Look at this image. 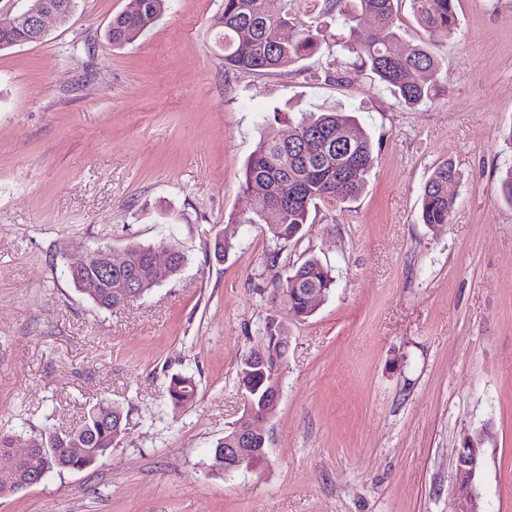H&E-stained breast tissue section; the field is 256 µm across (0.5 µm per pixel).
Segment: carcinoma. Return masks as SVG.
<instances>
[{
    "mask_svg": "<svg viewBox=\"0 0 512 512\" xmlns=\"http://www.w3.org/2000/svg\"><path fill=\"white\" fill-rule=\"evenodd\" d=\"M170 0H130L128 7L110 21L106 37L115 46L135 42L152 29L166 11ZM339 5V29L330 41H322L310 28L295 23L286 8L273 13L266 0H224L222 11L212 22L224 50V68L270 73L298 64L321 49L346 53L351 65L369 69L378 85L391 90L406 107L431 102L440 91L441 62L430 46L408 45L396 29L394 0H336ZM456 0H411L413 12L434 43L450 37L458 27ZM373 20V29L359 35L356 12ZM292 35L284 36V30ZM356 120L347 112L323 110L302 112L288 128L261 138L243 167L242 192L253 199L249 212L235 217L214 239V252L228 254L236 241L237 224H263L279 246L302 237L311 211L320 203H347L360 196L367 186L376 156L371 137L352 133ZM456 168L446 163L434 170L424 186L420 221L423 224H447L455 200L448 196V182L456 181ZM271 213L280 215L277 224L267 223ZM126 264L112 270V282L98 280L97 268L90 263L67 269L76 290L101 310L114 309L131 297H144L156 287L155 271L149 257L157 248L172 253L166 272L171 279L182 271L186 255L164 241L143 244L131 241ZM332 269L310 255L291 266L284 277L274 279L278 302L296 320L312 316L307 297L317 291L325 295L334 288ZM238 381L252 386L251 399L256 414L265 408L264 387L255 373L238 369ZM197 384L190 375L174 374L167 385L168 403L175 409L192 403ZM123 409L100 401L83 415L73 428H46L30 437L32 447L17 465L12 479L0 478V494L21 490L22 482L46 467L54 471L82 470L105 459L126 432ZM224 433L210 450L209 467L224 471ZM80 448L78 456L67 449Z\"/></svg>",
    "mask_w": 512,
    "mask_h": 512,
    "instance_id": "obj_1",
    "label": "carcinoma"
}]
</instances>
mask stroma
I'll list each match as a JSON object with an SVG mask.
<instances>
[{
    "label": "stroma",
    "mask_w": 512,
    "mask_h": 512,
    "mask_svg": "<svg viewBox=\"0 0 512 512\" xmlns=\"http://www.w3.org/2000/svg\"><path fill=\"white\" fill-rule=\"evenodd\" d=\"M129 0H80L39 43L0 51V430L28 440L107 399L128 416L111 454L0 496V512H454L464 434L487 427L482 512H512V0H457L433 46L445 81L410 109L368 70L320 52L276 73L228 71L210 30L223 0H172L146 36L105 37ZM338 108L371 136L363 194L319 205L289 260L336 287L288 322L282 397L259 427L269 463L215 474L208 454L242 415V357L263 348L275 245L238 227L242 168L277 111ZM452 163L451 220L420 223ZM167 240L180 275L111 311L64 273L98 243ZM198 384L173 409L171 375Z\"/></svg>",
    "instance_id": "stroma-1"
}]
</instances>
